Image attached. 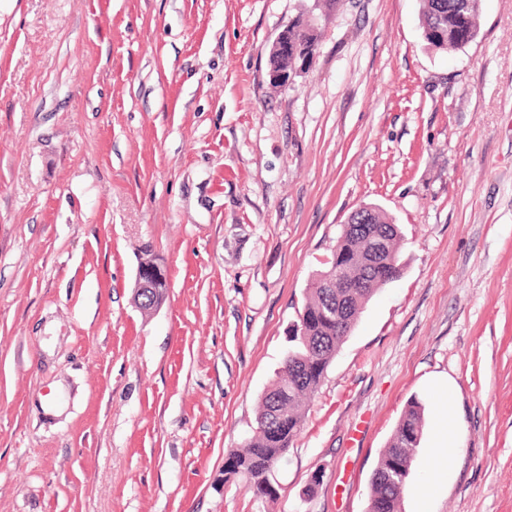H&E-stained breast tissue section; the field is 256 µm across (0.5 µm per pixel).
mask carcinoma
I'll return each instance as SVG.
<instances>
[{
	"mask_svg": "<svg viewBox=\"0 0 512 512\" xmlns=\"http://www.w3.org/2000/svg\"><path fill=\"white\" fill-rule=\"evenodd\" d=\"M464 0H422L421 22L427 47L454 53L476 41L481 6ZM288 51L269 50L270 65L287 70L293 53L311 56L320 31L312 22H295L287 30ZM368 224L342 228L336 247L311 280L293 326L277 379L262 393L254 434L224 460V478L241 477L258 500H271L277 490L269 480L272 468L287 453L301 430L308 400L317 392L328 367L354 328L357 317L376 291L398 279L389 264L399 259L401 231L373 206L358 208ZM423 411L418 402L406 407L370 482L367 512H399L404 487L399 467L410 466L420 443Z\"/></svg>",
	"mask_w": 512,
	"mask_h": 512,
	"instance_id": "1",
	"label": "carcinoma"
}]
</instances>
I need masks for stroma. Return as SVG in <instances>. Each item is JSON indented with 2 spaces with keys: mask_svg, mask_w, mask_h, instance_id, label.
<instances>
[{
  "mask_svg": "<svg viewBox=\"0 0 512 512\" xmlns=\"http://www.w3.org/2000/svg\"><path fill=\"white\" fill-rule=\"evenodd\" d=\"M307 20L309 69L273 86ZM365 204L404 272L258 501L224 458ZM413 399L401 512L430 475L429 512H512V0L450 56L419 0H0V512H366ZM287 27L288 52L278 50L277 48H270L269 50L270 65L275 70H288V64L291 68L294 52H298L297 59H301L303 55L311 57L312 51L318 49L321 34L319 28L314 23L295 22ZM282 31L274 40L277 45ZM155 269L142 267L138 268L136 274V285H135V301L141 308L147 301L143 299L144 296H151L152 292H155L156 288L160 289L158 293V299L161 300L163 297L164 288L158 286V280L155 277Z\"/></svg>",
  "mask_w": 512,
  "mask_h": 512,
  "instance_id": "1",
  "label": "stroma"
}]
</instances>
